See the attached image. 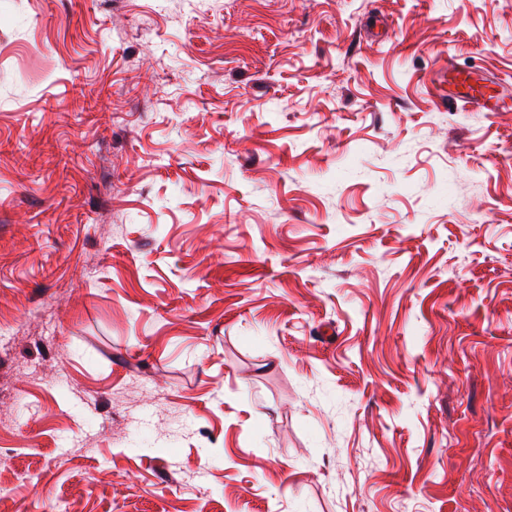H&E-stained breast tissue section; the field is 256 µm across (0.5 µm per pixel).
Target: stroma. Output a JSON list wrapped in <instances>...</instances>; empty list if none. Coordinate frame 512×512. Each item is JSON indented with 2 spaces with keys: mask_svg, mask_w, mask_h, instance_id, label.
Here are the masks:
<instances>
[{
  "mask_svg": "<svg viewBox=\"0 0 512 512\" xmlns=\"http://www.w3.org/2000/svg\"><path fill=\"white\" fill-rule=\"evenodd\" d=\"M451 63L512 96V0H0V512H512Z\"/></svg>",
  "mask_w": 512,
  "mask_h": 512,
  "instance_id": "1",
  "label": "stroma"
}]
</instances>
